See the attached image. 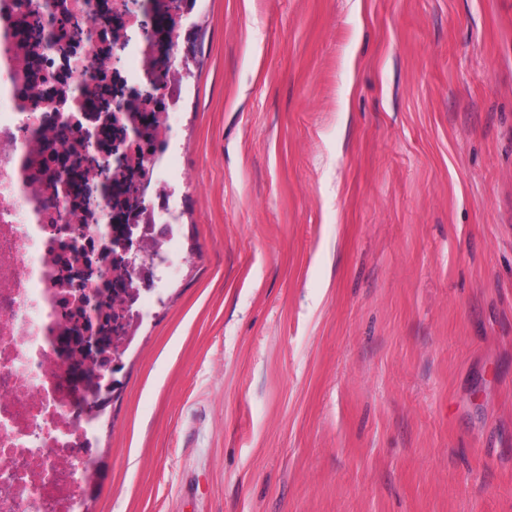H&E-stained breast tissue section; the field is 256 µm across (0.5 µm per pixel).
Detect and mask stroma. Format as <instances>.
<instances>
[{"mask_svg":"<svg viewBox=\"0 0 512 512\" xmlns=\"http://www.w3.org/2000/svg\"><path fill=\"white\" fill-rule=\"evenodd\" d=\"M191 82L90 512H512V0H207Z\"/></svg>","mask_w":512,"mask_h":512,"instance_id":"35a3bbf8","label":"stroma"}]
</instances>
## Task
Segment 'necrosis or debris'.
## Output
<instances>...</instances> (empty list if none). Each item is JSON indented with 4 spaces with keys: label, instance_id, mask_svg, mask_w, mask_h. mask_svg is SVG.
Returning <instances> with one entry per match:
<instances>
[{
    "label": "necrosis or debris",
    "instance_id": "necrosis-or-debris-1",
    "mask_svg": "<svg viewBox=\"0 0 512 512\" xmlns=\"http://www.w3.org/2000/svg\"><path fill=\"white\" fill-rule=\"evenodd\" d=\"M206 0H0V512H85L111 403L76 338L120 292L140 327L190 256L173 133ZM133 227L152 262L125 274L107 237Z\"/></svg>",
    "mask_w": 512,
    "mask_h": 512
}]
</instances>
